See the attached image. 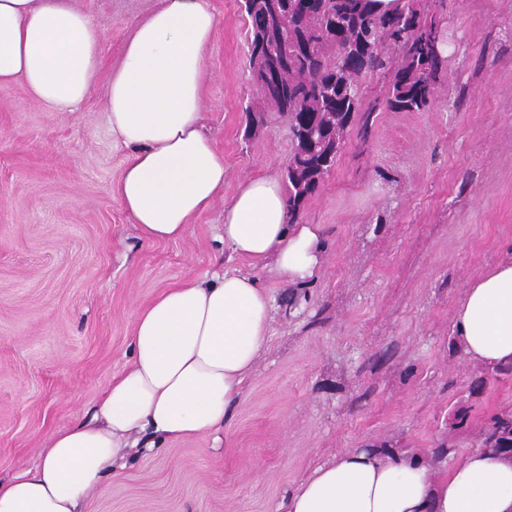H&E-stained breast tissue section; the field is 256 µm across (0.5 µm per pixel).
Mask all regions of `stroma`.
I'll return each instance as SVG.
<instances>
[{"label": "stroma", "mask_w": 512, "mask_h": 512, "mask_svg": "<svg viewBox=\"0 0 512 512\" xmlns=\"http://www.w3.org/2000/svg\"><path fill=\"white\" fill-rule=\"evenodd\" d=\"M107 29L92 95L48 112L0 85V480L37 465L57 430L90 417L131 360L138 309L189 277L254 275L273 300L271 336L218 434L132 455L84 512H277L344 449L396 448L440 467L512 410V376L472 365L452 333L469 282L512 249V0H421L437 20L447 76L420 112L387 108L366 76L370 127L354 119L301 220L323 228L302 285L232 255L224 205L174 242L145 240L114 192L131 158L107 119L109 76L136 22L162 0H72ZM204 131L224 154V195L282 176L288 125L260 110L238 0H208ZM466 427L453 428L454 413Z\"/></svg>", "instance_id": "35a3bbf8"}]
</instances>
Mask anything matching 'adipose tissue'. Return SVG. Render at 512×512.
I'll use <instances>...</instances> for the list:
<instances>
[{
    "instance_id": "ef3b65f1",
    "label": "adipose tissue",
    "mask_w": 512,
    "mask_h": 512,
    "mask_svg": "<svg viewBox=\"0 0 512 512\" xmlns=\"http://www.w3.org/2000/svg\"><path fill=\"white\" fill-rule=\"evenodd\" d=\"M217 27L206 0H164L134 25L110 74L109 126L133 151L115 193L151 242L181 239L224 190V155L201 131L205 52ZM104 35L70 0H0V84H23L46 111H74L94 90ZM223 241L292 284L322 262L321 225L289 223L284 188L270 174L244 181L225 203ZM272 311L265 287L231 270L161 292L136 313L132 361L93 420L53 432L37 467L0 481V512H81L134 435L220 430L266 346ZM453 328L471 363H512V255L469 283ZM283 510L512 512V456L479 448L442 476L420 453L343 450Z\"/></svg>"
}]
</instances>
